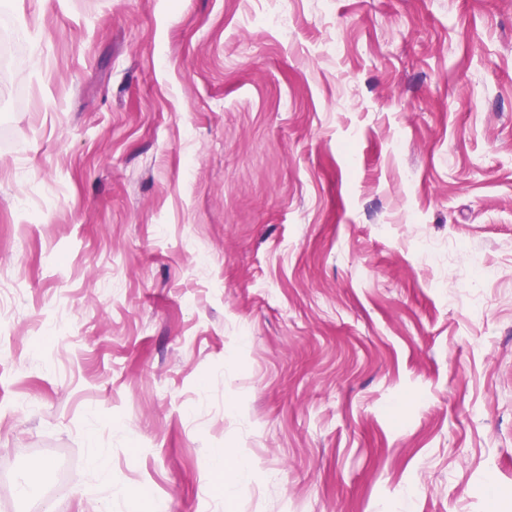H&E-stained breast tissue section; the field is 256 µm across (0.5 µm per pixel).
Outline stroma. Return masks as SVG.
Returning <instances> with one entry per match:
<instances>
[{
	"label": "stroma",
	"mask_w": 512,
	"mask_h": 512,
	"mask_svg": "<svg viewBox=\"0 0 512 512\" xmlns=\"http://www.w3.org/2000/svg\"><path fill=\"white\" fill-rule=\"evenodd\" d=\"M20 21L0 512H512V0ZM212 465L221 470L227 463H231L236 474V479L231 483H224V496L226 498L235 497L243 493L248 480L243 479V475L250 470L249 463L239 456L235 448H215L211 452Z\"/></svg>",
	"instance_id": "stroma-1"
}]
</instances>
